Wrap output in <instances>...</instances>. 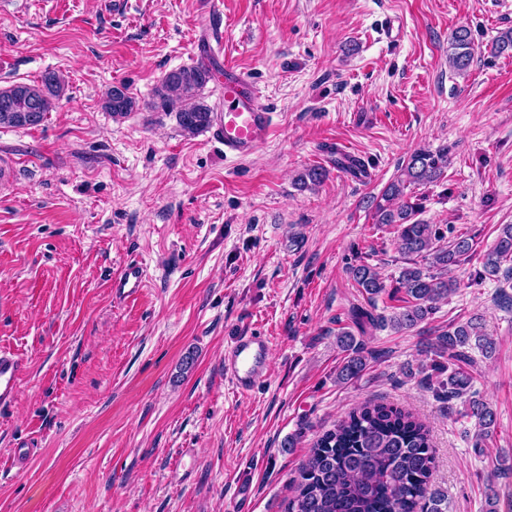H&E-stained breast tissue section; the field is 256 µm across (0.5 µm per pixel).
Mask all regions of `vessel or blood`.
Wrapping results in <instances>:
<instances>
[{"instance_id": "vessel-or-blood-1", "label": "vessel or blood", "mask_w": 512, "mask_h": 512, "mask_svg": "<svg viewBox=\"0 0 512 512\" xmlns=\"http://www.w3.org/2000/svg\"><path fill=\"white\" fill-rule=\"evenodd\" d=\"M209 19L202 27L205 40L224 42L223 0H209ZM203 63H214L224 78V93L212 112L211 135L222 144L228 157L244 159L265 145L275 133L272 112L262 103L251 78L223 60L212 62L201 54ZM147 274L136 262L126 263L112 279V291L121 299L139 295L146 286ZM269 341L253 331L236 336L224 356V373L234 391L243 397L251 395L268 374ZM21 358L12 350L0 347V408L12 407L19 396Z\"/></svg>"}]
</instances>
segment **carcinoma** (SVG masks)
<instances>
[{"label":"carcinoma","mask_w":512,"mask_h":512,"mask_svg":"<svg viewBox=\"0 0 512 512\" xmlns=\"http://www.w3.org/2000/svg\"><path fill=\"white\" fill-rule=\"evenodd\" d=\"M474 58L471 32L455 30L448 52L450 66L465 72ZM211 81L207 66L198 63L167 74L156 89V97L166 112L175 113L179 127L190 134L207 127L210 108L200 95ZM41 95V110L23 111L24 96L30 90ZM65 90V79L56 71H47L40 81L16 83L0 89V99L15 102L14 112H0V127L37 126L55 107ZM103 108L117 118L137 110V102L127 88L113 86L103 97ZM448 169V149H420L403 162L399 177L388 184L374 200L373 219L377 224L396 227L397 249L407 260L396 279V289L404 292V306L388 317L371 311L376 297L386 284L368 264L349 267V274L360 291L367 295L369 308H358L353 318L358 327L389 325L397 331L410 330L430 318L436 303L456 290V281L448 277L472 252L474 242L459 237L448 246L440 245L444 235L440 227L415 219L420 203L412 200L410 187L438 181ZM487 275L503 274L512 280V224L502 227L494 244L483 254ZM337 347L346 353L337 372L341 383L357 380L367 369L368 359L377 353L365 348L352 332L336 333ZM476 346L492 353L494 340L482 333L474 320L453 325L428 343L430 368L438 378L436 396L461 397L468 393L470 377L460 364L469 363L467 349ZM467 415L478 427L475 447L491 436L495 413L487 402L473 394ZM434 462L430 431L412 413L385 403L367 402L353 409L347 418L323 432L298 470L295 494L287 512H415L424 504L426 512H448V496L429 488Z\"/></svg>","instance_id":"carcinoma-1"}]
</instances>
